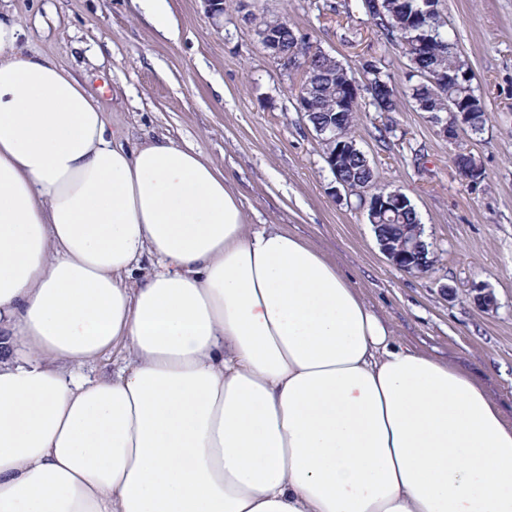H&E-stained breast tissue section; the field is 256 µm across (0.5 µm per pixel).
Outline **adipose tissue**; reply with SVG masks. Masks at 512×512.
I'll use <instances>...</instances> for the list:
<instances>
[{
	"mask_svg": "<svg viewBox=\"0 0 512 512\" xmlns=\"http://www.w3.org/2000/svg\"><path fill=\"white\" fill-rule=\"evenodd\" d=\"M18 33L0 12V512H512V423L473 374L249 230L193 148L110 139ZM129 362L130 356L127 349L118 345L99 357L94 363L84 366L82 372L90 376L112 377V372H116Z\"/></svg>",
	"mask_w": 512,
	"mask_h": 512,
	"instance_id": "1",
	"label": "adipose tissue"
}]
</instances>
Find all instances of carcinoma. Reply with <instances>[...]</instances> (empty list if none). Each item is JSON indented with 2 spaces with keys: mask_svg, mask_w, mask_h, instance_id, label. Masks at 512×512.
Listing matches in <instances>:
<instances>
[{
  "mask_svg": "<svg viewBox=\"0 0 512 512\" xmlns=\"http://www.w3.org/2000/svg\"><path fill=\"white\" fill-rule=\"evenodd\" d=\"M386 23L377 27V33L387 43L401 48L408 61L409 77L422 75V81L412 86V97L422 112H442L444 102L452 100L470 112L468 128L479 131L486 121L483 102L475 94L473 76L458 54L456 44L448 36L447 23L441 13L433 11L430 20L419 22L416 13L425 9L423 0H380ZM310 83L300 82L299 93L305 105L301 110L312 123L329 121L334 104L345 94L346 77L338 65L312 62ZM369 75L366 90L370 105L378 112L395 109L391 79L381 67L373 63L364 66ZM333 177L353 182H375L370 163L360 149H355L343 160ZM384 236L396 238L402 224H417L415 209H401L378 216Z\"/></svg>",
  "mask_w": 512,
  "mask_h": 512,
  "instance_id": "carcinoma-1",
  "label": "carcinoma"
}]
</instances>
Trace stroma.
<instances>
[{
  "label": "stroma",
  "instance_id": "stroma-1",
  "mask_svg": "<svg viewBox=\"0 0 512 512\" xmlns=\"http://www.w3.org/2000/svg\"><path fill=\"white\" fill-rule=\"evenodd\" d=\"M169 6L172 39L134 0H0L23 52L77 77L117 137L165 135L199 151L241 196L250 229L279 225L337 262L398 340L473 372L512 423V0H441L486 111L482 130L453 139L441 131L447 114L419 111L406 58L377 35L362 0H224L215 18L202 0ZM281 16L358 84L369 61L390 75L395 111H375L361 95L355 136L377 183L415 208L434 253L428 273L393 267L356 199L334 192L323 145L298 109L300 74L256 34L259 20ZM460 153L475 156L484 181L459 174ZM477 285L494 294V311L475 306Z\"/></svg>",
  "mask_w": 512,
  "mask_h": 512
}]
</instances>
